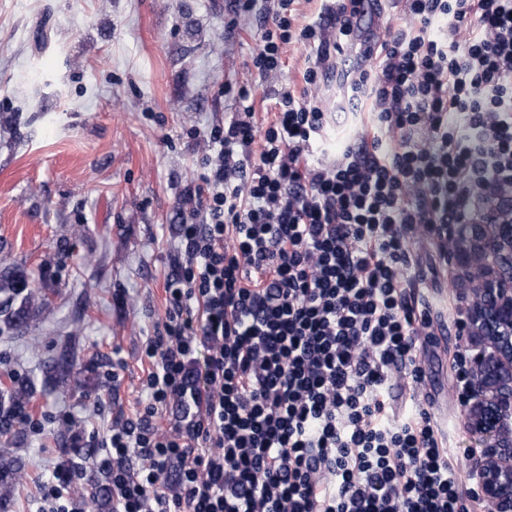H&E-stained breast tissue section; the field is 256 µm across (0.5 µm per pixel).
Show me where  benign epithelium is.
Segmentation results:
<instances>
[{
    "instance_id": "benign-epithelium-1",
    "label": "benign epithelium",
    "mask_w": 512,
    "mask_h": 512,
    "mask_svg": "<svg viewBox=\"0 0 512 512\" xmlns=\"http://www.w3.org/2000/svg\"><path fill=\"white\" fill-rule=\"evenodd\" d=\"M449 260L467 271L460 289L470 372L465 425L486 441L470 472L497 512H512V186L456 225Z\"/></svg>"
}]
</instances>
